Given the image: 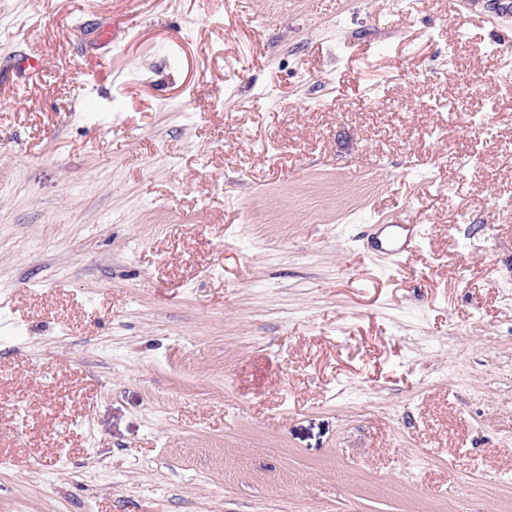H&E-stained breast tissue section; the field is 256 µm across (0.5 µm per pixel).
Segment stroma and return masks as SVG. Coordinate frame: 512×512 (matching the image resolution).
I'll return each instance as SVG.
<instances>
[{
	"mask_svg": "<svg viewBox=\"0 0 512 512\" xmlns=\"http://www.w3.org/2000/svg\"><path fill=\"white\" fill-rule=\"evenodd\" d=\"M508 198L501 0H0V512H512ZM373 246L392 261L419 250L424 228L421 224H374ZM403 231V232H401Z\"/></svg>",
	"mask_w": 512,
	"mask_h": 512,
	"instance_id": "35a3bbf8",
	"label": "stroma"
}]
</instances>
